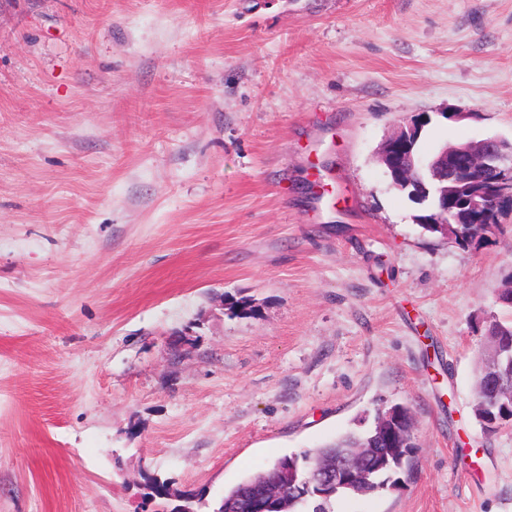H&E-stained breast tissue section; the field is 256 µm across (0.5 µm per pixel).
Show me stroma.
Segmentation results:
<instances>
[{
	"label": "stroma",
	"mask_w": 512,
	"mask_h": 512,
	"mask_svg": "<svg viewBox=\"0 0 512 512\" xmlns=\"http://www.w3.org/2000/svg\"><path fill=\"white\" fill-rule=\"evenodd\" d=\"M421 113L425 155L512 139V0H0V512H214L395 404L410 478L330 512H512L472 411L512 215L414 222L376 150ZM325 179L326 171L322 167H318L314 179L318 192L311 211V219H317L324 209L336 204L335 188L330 183H326Z\"/></svg>",
	"instance_id": "obj_1"
}]
</instances>
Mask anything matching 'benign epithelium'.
<instances>
[{"label":"benign epithelium","instance_id":"1","mask_svg":"<svg viewBox=\"0 0 512 512\" xmlns=\"http://www.w3.org/2000/svg\"><path fill=\"white\" fill-rule=\"evenodd\" d=\"M414 123L398 126L382 144L381 164L388 170L392 185L403 192L416 184L412 174L427 175L439 168L448 169L446 185L438 189V202L430 207L427 223L495 225L501 212L512 208V144L503 139L486 138L461 142L445 148L435 157L425 159L413 151ZM512 403V391L497 390L483 394L478 407L486 404ZM379 435L398 448L410 445L412 419L404 407H392L376 421ZM367 449L361 448L347 458L327 460L298 471L293 464L282 478L255 488L260 499L274 498L284 488L297 484L310 487L327 482H340L344 487L369 483L375 471L366 469L362 459Z\"/></svg>","mask_w":512,"mask_h":512}]
</instances>
